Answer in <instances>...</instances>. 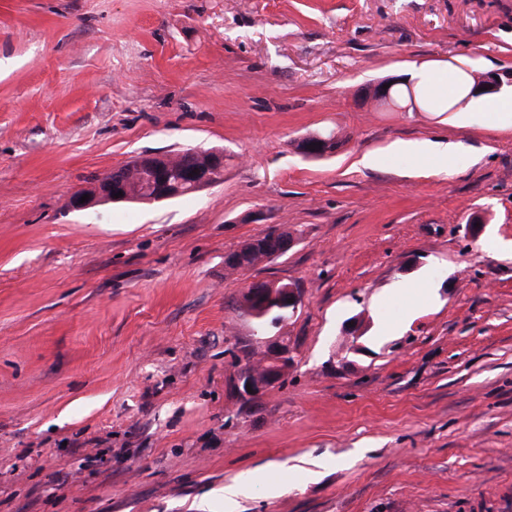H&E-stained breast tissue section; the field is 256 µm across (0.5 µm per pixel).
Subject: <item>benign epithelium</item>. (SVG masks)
Listing matches in <instances>:
<instances>
[{
	"mask_svg": "<svg viewBox=\"0 0 512 512\" xmlns=\"http://www.w3.org/2000/svg\"><path fill=\"white\" fill-rule=\"evenodd\" d=\"M506 86L512 87V70L486 72L477 79L470 97L477 98L483 95L497 94ZM300 145L301 151L310 157H322L336 151L335 139L320 134L303 139ZM309 145L315 146V150L307 149ZM185 155L188 156V162L184 163L181 172V186L187 192L197 191L200 187L210 183L215 177V173L223 171L224 152L221 150H211L205 154L199 150H191L185 152ZM164 159L166 156L163 154H146L137 163L126 168H114L107 175L94 181L91 186L74 192L69 198V206L74 210H85L105 202L128 201L127 195L124 194L116 198L114 194L126 191L130 171L152 160L157 161L155 164L157 179L155 188L157 191L154 198L158 201L170 199L173 194L169 192L168 176L160 164V161ZM85 194L89 195V199L82 203L80 199ZM294 244L295 239L292 237L278 238L275 236L269 244L265 245V249L271 257L281 256L287 253ZM247 293L251 298L261 301V304L257 305L259 310L265 309L271 301L296 310L302 302L299 288L294 285L281 286L276 281L263 282L258 294L250 289L247 290ZM264 344L267 350V361L271 364V368L262 378L256 377L251 372L242 370L238 372L235 392L243 400L254 399L274 387L288 373L292 363L288 346L281 340V337L267 338L264 340Z\"/></svg>",
	"mask_w": 512,
	"mask_h": 512,
	"instance_id": "benign-epithelium-1",
	"label": "benign epithelium"
}]
</instances>
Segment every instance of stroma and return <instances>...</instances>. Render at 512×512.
Wrapping results in <instances>:
<instances>
[{"instance_id":"35a3bbf8","label":"stroma","mask_w":512,"mask_h":512,"mask_svg":"<svg viewBox=\"0 0 512 512\" xmlns=\"http://www.w3.org/2000/svg\"><path fill=\"white\" fill-rule=\"evenodd\" d=\"M510 68L512 0H0V512H512V116L361 95ZM436 140L452 173L388 150ZM193 147L222 182L69 206ZM259 280L302 304L247 406ZM299 145L300 150L310 157H322L327 154L335 153L336 141L334 137L316 134L311 137L303 139ZM308 145H315V150L307 149ZM168 156L163 154H146L143 155L136 164L130 165L133 161L127 163L123 168H114L107 175L102 176L93 182L88 188L75 191L69 198V206L75 210H85L105 202H126V201H152V193L150 192L154 171L149 166H142L147 161L157 160L164 161ZM142 166V167H141ZM137 169L128 182V192L130 199L126 195V185L130 171ZM122 191V196L114 197ZM85 194L89 195V199L83 203H79L81 197ZM279 233L280 236H291V232L285 228H272L270 231L265 233L264 237H254L242 244H240L235 250L231 251L232 254L241 253L246 256L248 263L251 268L257 264L270 259L267 258L266 252L263 250V245L270 257L281 256L287 253L295 244V239L292 237H277L274 236L270 241V244H265L267 237ZM267 350V361L271 364L270 370L262 378L256 377L251 372L240 370L235 381V392L243 400H251L268 389L274 387L288 373L292 363L288 346L281 340L280 336H273L264 339ZM247 385H250L252 393L248 392Z\"/></svg>"}]
</instances>
